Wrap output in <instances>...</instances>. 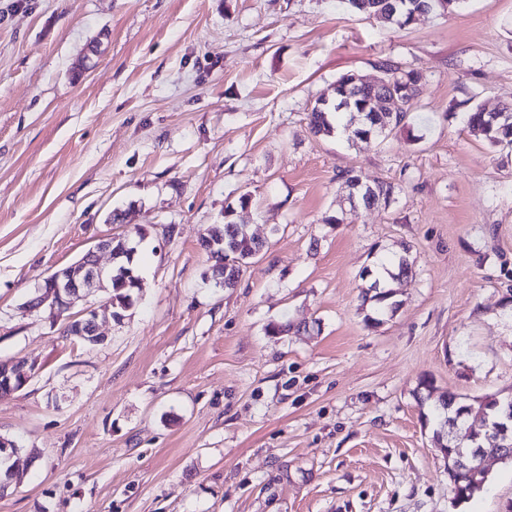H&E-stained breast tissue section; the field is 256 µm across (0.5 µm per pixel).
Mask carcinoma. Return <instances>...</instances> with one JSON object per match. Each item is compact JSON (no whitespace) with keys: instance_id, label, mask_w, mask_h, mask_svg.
<instances>
[{"instance_id":"cac0c4a2","label":"carcinoma","mask_w":512,"mask_h":512,"mask_svg":"<svg viewBox=\"0 0 512 512\" xmlns=\"http://www.w3.org/2000/svg\"><path fill=\"white\" fill-rule=\"evenodd\" d=\"M349 10L358 15H364L384 25H394L405 28L413 22L414 13L420 11L427 0H400L396 11H391L388 0H346ZM375 67L383 70L387 77L394 80L395 84L403 89V110L391 116H383L373 111L376 105L377 92L367 89L359 96H349V107H341L343 90L346 77L342 76L336 81V94L333 100L325 98L317 100L316 105L308 114L309 126L314 135L329 136L337 131L338 123L345 122V126L353 127V135L364 137L371 134L375 137H386L394 129L406 124V120L414 106L418 86L423 78L422 72L400 62L385 59L375 64ZM469 132L477 137L487 140L496 146L503 141L512 140V121L494 122L490 113L481 111V106L472 108L467 118ZM234 208L227 206L224 209V224L216 225L208 230V236L212 239H224V287L233 288L247 264L262 250L263 244L250 235L243 224L233 221ZM132 286L125 285L119 279L112 281V308L114 313L128 306ZM500 398L496 395L487 396L482 400L472 403H464L457 400L453 394L442 395L438 398L439 406L448 411V415L439 420V428L434 431V439L440 451L454 458L457 454L468 453L471 449L481 446L487 452L501 460L512 461V447L503 448L500 444L490 440L481 434L476 439H470L466 443L456 445L445 441V427L448 421L460 417V421L470 419L489 420L498 410ZM488 472L484 469L456 470L451 475L454 485L455 502L461 504L482 492L488 484Z\"/></svg>"}]
</instances>
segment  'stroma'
Returning a JSON list of instances; mask_svg holds the SVG:
<instances>
[{"instance_id": "stroma-1", "label": "stroma", "mask_w": 512, "mask_h": 512, "mask_svg": "<svg viewBox=\"0 0 512 512\" xmlns=\"http://www.w3.org/2000/svg\"><path fill=\"white\" fill-rule=\"evenodd\" d=\"M389 58L424 74L406 126L311 133ZM505 103L512 0L403 29L345 0H0V361L34 366L0 398V512H512L511 461L458 505L433 441L437 395H512V147L466 127ZM345 171L393 201L351 208ZM230 204L264 247L228 289L199 239ZM133 226L141 288L106 343L25 311ZM400 255L366 323L361 273Z\"/></svg>"}]
</instances>
